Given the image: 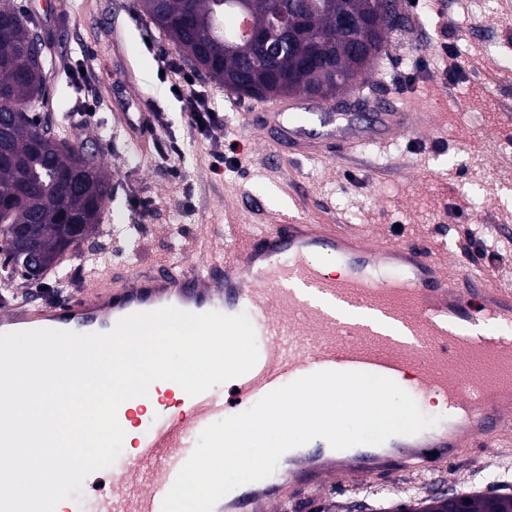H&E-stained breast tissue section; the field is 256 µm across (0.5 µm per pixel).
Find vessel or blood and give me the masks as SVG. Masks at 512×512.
<instances>
[{
	"label": "vessel or blood",
	"mask_w": 512,
	"mask_h": 512,
	"mask_svg": "<svg viewBox=\"0 0 512 512\" xmlns=\"http://www.w3.org/2000/svg\"><path fill=\"white\" fill-rule=\"evenodd\" d=\"M273 141L291 158L346 154L358 144L423 134L426 115L387 104L372 122L357 126L350 112L274 105ZM131 140L147 148V113L123 114ZM340 263L344 276L326 274ZM173 306L226 315L250 309L258 348L255 366L223 386L174 399L123 402L119 422L142 434L135 452L103 471L100 487L84 489L72 512H162L163 500L201 431L253 406L268 393L320 372H363L403 381L415 401L442 398L447 422L413 436L392 437L386 452H338L322 439L297 454L292 467L233 490L236 512H264L315 496L322 478L388 482L412 471H438L464 454L512 438V340L474 333L477 316L512 326V290L493 285L486 268L459 259L455 267L435 256L423 238L368 243L345 224L289 219L265 230L227 225L222 255L204 265L149 266L119 281L96 280L40 300L0 305V333L37 329L105 333L126 316Z\"/></svg>",
	"instance_id": "b4317fda"
}]
</instances>
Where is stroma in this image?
Here are the masks:
<instances>
[{
	"instance_id": "stroma-1",
	"label": "stroma",
	"mask_w": 512,
	"mask_h": 512,
	"mask_svg": "<svg viewBox=\"0 0 512 512\" xmlns=\"http://www.w3.org/2000/svg\"><path fill=\"white\" fill-rule=\"evenodd\" d=\"M13 0L45 29L46 113L58 138L87 146L112 179V198L102 216L111 230L72 255L65 275H46L26 294L93 278L88 257L104 262L105 275L145 264H202L215 254L225 225L260 229L288 213L332 219L397 242L434 238L439 255L453 261L469 230L497 243L492 264L497 285L512 287V152L499 135L512 117V0H398L406 21L375 59L366 97H390L407 112L427 113L426 138L368 143L346 158L275 157L255 117L256 102L218 82L194 76L220 114L212 136L193 129L187 93L161 76L158 55L171 42L143 15L137 0ZM454 52L436 56L441 43ZM122 112L154 114L161 150L141 153L118 121ZM237 143L232 163L210 165L213 146ZM180 153L168 157L166 145ZM182 179H174L172 167ZM152 201L143 214L144 201ZM451 493L512 494V444L491 445L432 473L369 487L327 485L312 499L284 512H347L360 501L412 504L435 495L438 482Z\"/></svg>"
}]
</instances>
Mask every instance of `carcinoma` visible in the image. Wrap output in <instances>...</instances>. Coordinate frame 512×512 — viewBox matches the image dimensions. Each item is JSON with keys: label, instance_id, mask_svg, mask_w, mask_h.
I'll return each mask as SVG.
<instances>
[{"label": "carcinoma", "instance_id": "1", "mask_svg": "<svg viewBox=\"0 0 512 512\" xmlns=\"http://www.w3.org/2000/svg\"><path fill=\"white\" fill-rule=\"evenodd\" d=\"M146 17L171 40L183 61L240 97L274 98L331 85L349 92L367 79L371 68L356 64L354 50L366 45L377 56L387 36L398 30L397 0H139ZM292 19L284 39L273 16ZM346 15L348 31L337 19ZM249 17L266 41L240 34L224 19ZM36 22L10 0H0V204L8 223H0V272L32 281L23 266L44 274L78 245L99 233L100 217L112 195V183L81 147L51 132L37 106L44 101L47 74ZM37 243L40 257L27 259V244Z\"/></svg>", "mask_w": 512, "mask_h": 512}]
</instances>
